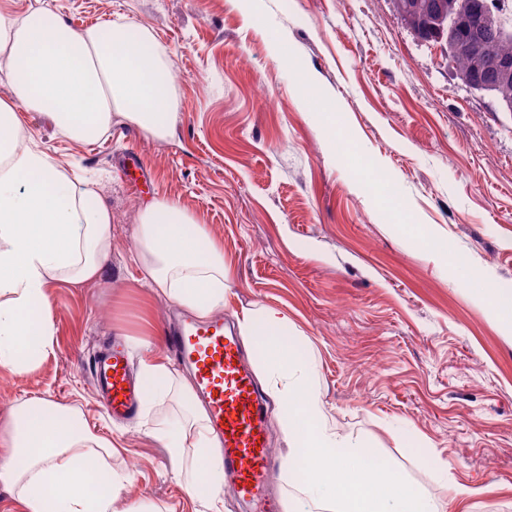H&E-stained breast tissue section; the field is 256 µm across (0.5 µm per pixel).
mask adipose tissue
Wrapping results in <instances>:
<instances>
[{
    "label": "adipose tissue",
    "instance_id": "ef3b65f1",
    "mask_svg": "<svg viewBox=\"0 0 512 512\" xmlns=\"http://www.w3.org/2000/svg\"><path fill=\"white\" fill-rule=\"evenodd\" d=\"M0 51L15 95L0 100V369L20 374L53 347L51 284L97 279L112 243V212L94 182L72 178L27 144L23 113L44 115L75 141L98 140L117 117L161 140L178 108L165 54L148 30L127 23L77 32L42 6L19 20L0 13ZM135 239L156 296L201 319L223 310L233 267L179 202L158 197L142 208ZM236 322L287 446L289 512H446L329 422L306 341L286 313L251 304ZM133 348L146 413L174 390L186 404L184 414L144 425V433L166 448L168 474L184 495L222 512L224 463L205 410L191 403V384L141 343ZM116 452L56 402L18 400L0 417V485L15 512H161L151 502L124 507L130 477L112 468Z\"/></svg>",
    "mask_w": 512,
    "mask_h": 512
}]
</instances>
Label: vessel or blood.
Returning a JSON list of instances; mask_svg holds the SVG:
<instances>
[{"label": "vessel or blood", "mask_w": 512, "mask_h": 512, "mask_svg": "<svg viewBox=\"0 0 512 512\" xmlns=\"http://www.w3.org/2000/svg\"><path fill=\"white\" fill-rule=\"evenodd\" d=\"M165 344L194 377L223 444L224 479L232 493L253 512H283L262 395L231 325L221 318L206 323L184 318L167 330ZM89 369L108 415L124 419L137 412L140 389L121 336H113Z\"/></svg>", "instance_id": "obj_1"}]
</instances>
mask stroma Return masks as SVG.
Returning <instances> with one entry per match:
<instances>
[{
    "mask_svg": "<svg viewBox=\"0 0 512 512\" xmlns=\"http://www.w3.org/2000/svg\"><path fill=\"white\" fill-rule=\"evenodd\" d=\"M40 1L76 30L146 28L169 59L179 114L163 140L118 122L80 143L28 113L30 138L58 165L99 176L112 248L95 282L49 288L53 349L29 373L0 371V414L32 397L77 408L119 448L128 504L195 512L160 443L136 421H109L88 369L115 330L164 349L179 307L144 286L134 260L138 211L163 196L231 260L226 316L282 309L310 339L340 432L449 512L455 483L475 490L469 512H512V336L442 254L451 247L473 277L512 291V112L466 88L393 0H261L262 29L231 0ZM272 31L287 58H273ZM296 62L325 91L345 149L331 150L293 91ZM370 158L375 181L361 172Z\"/></svg>",
    "mask_w": 512,
    "mask_h": 512,
    "instance_id": "stroma-1",
    "label": "stroma"
}]
</instances>
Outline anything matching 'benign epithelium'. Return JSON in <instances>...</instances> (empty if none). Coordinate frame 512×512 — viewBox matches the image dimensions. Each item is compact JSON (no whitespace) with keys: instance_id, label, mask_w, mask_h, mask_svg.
I'll use <instances>...</instances> for the list:
<instances>
[{"instance_id":"7a95c632","label":"benign epithelium","mask_w":512,"mask_h":512,"mask_svg":"<svg viewBox=\"0 0 512 512\" xmlns=\"http://www.w3.org/2000/svg\"><path fill=\"white\" fill-rule=\"evenodd\" d=\"M414 10L425 14L428 29L435 33L431 37L416 28L410 29L419 40L442 42L448 55H468L478 58L485 40H512V22L507 20L500 0H427L421 4H409ZM460 77L477 93H488L500 85L512 82V57L502 56L483 69H477L476 76L466 72Z\"/></svg>"}]
</instances>
